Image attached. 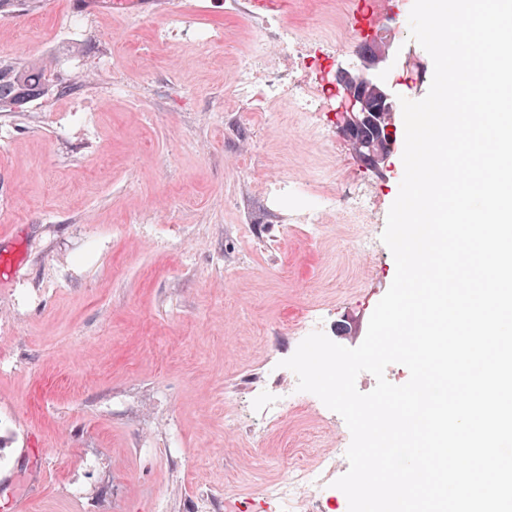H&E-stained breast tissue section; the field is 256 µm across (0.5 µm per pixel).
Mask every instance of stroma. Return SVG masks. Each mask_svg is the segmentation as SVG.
<instances>
[{
  "mask_svg": "<svg viewBox=\"0 0 512 512\" xmlns=\"http://www.w3.org/2000/svg\"><path fill=\"white\" fill-rule=\"evenodd\" d=\"M359 2L0 12V59L39 60L71 86L0 112V251L24 258L0 285V512L31 485L29 512H348L332 486L299 503L258 494L326 452L336 476L349 469L351 433L317 396L273 420L265 404L298 383L282 362L306 317L342 346L364 340L395 275L381 235L402 156L365 170L338 98L307 124L286 104L236 98L235 71L280 24L313 60L296 71L281 59L285 95L326 84L327 68L356 59ZM412 5L377 26L402 60L386 82L419 100L433 62L410 38ZM178 13L217 41H159ZM290 185L336 204L299 223Z\"/></svg>",
  "mask_w": 512,
  "mask_h": 512,
  "instance_id": "obj_1",
  "label": "stroma"
}]
</instances>
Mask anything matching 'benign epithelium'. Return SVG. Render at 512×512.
I'll list each match as a JSON object with an SVG mask.
<instances>
[{
  "label": "benign epithelium",
  "mask_w": 512,
  "mask_h": 512,
  "mask_svg": "<svg viewBox=\"0 0 512 512\" xmlns=\"http://www.w3.org/2000/svg\"><path fill=\"white\" fill-rule=\"evenodd\" d=\"M360 63H339L336 73L344 75L338 85L341 98V130L353 146L363 165L380 171L397 149V122L400 93L385 84L380 74L389 67L398 65L399 58L390 52V46H381L375 41L366 43L357 54ZM372 127L375 134L368 139H359L355 132Z\"/></svg>",
  "instance_id": "7a95c632"
}]
</instances>
